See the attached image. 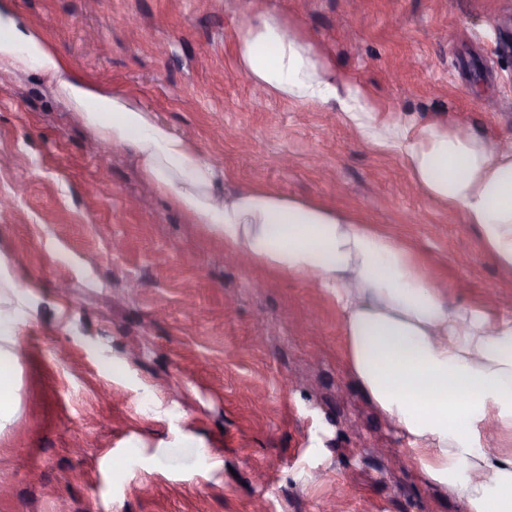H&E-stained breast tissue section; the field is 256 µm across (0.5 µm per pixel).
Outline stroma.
Wrapping results in <instances>:
<instances>
[{
    "instance_id": "1",
    "label": "stroma",
    "mask_w": 512,
    "mask_h": 512,
    "mask_svg": "<svg viewBox=\"0 0 512 512\" xmlns=\"http://www.w3.org/2000/svg\"><path fill=\"white\" fill-rule=\"evenodd\" d=\"M364 86L376 109L512 143V0H13L87 78L224 168L394 236L455 305L512 315V272L337 104L256 94L250 4ZM0 276L19 410L0 512H462L345 364L314 281L237 261L104 143L50 80L0 69Z\"/></svg>"
}]
</instances>
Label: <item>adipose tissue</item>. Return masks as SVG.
<instances>
[{
  "label": "adipose tissue",
  "mask_w": 512,
  "mask_h": 512,
  "mask_svg": "<svg viewBox=\"0 0 512 512\" xmlns=\"http://www.w3.org/2000/svg\"><path fill=\"white\" fill-rule=\"evenodd\" d=\"M237 54L253 83L285 100L341 112L375 146L398 152L426 197L475 227L512 271V150L460 126L380 115L366 91L270 14H250ZM54 84L98 139L131 149L144 177L192 223L251 264L318 277L344 314L345 357L372 405L396 423L422 477L462 512H512V317L453 306L411 251L348 211L260 186L225 192L224 171L154 112L86 80L0 0V67ZM0 313V422L15 408L18 346Z\"/></svg>",
  "instance_id": "obj_1"
}]
</instances>
